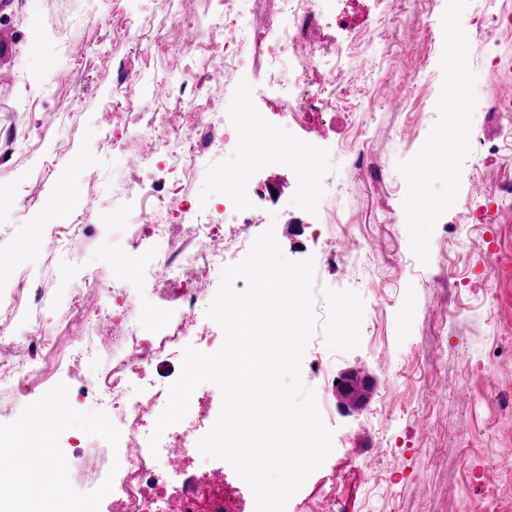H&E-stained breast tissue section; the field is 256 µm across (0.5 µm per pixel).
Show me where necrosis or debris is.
<instances>
[{
    "label": "necrosis or debris",
    "mask_w": 512,
    "mask_h": 512,
    "mask_svg": "<svg viewBox=\"0 0 512 512\" xmlns=\"http://www.w3.org/2000/svg\"><path fill=\"white\" fill-rule=\"evenodd\" d=\"M248 0H222L220 11L204 20L185 17L182 0H161L177 25L189 26L190 32L179 56L185 62L178 82L162 85L160 94L188 104L195 121L190 133L197 139V154L230 150L239 153L251 142L262 147L260 160L274 156L272 134L258 113H250L246 130L235 136L216 135L206 117L216 105L210 88L205 87L193 69L195 53L207 48L220 61L221 76L232 82L243 57L265 55L271 63L272 81L288 86V109L292 121L307 126L324 108L319 96L336 80L335 69L319 70L312 56L303 51L297 35L298 23L321 16V0H274L265 25L250 39L238 37L227 17H245ZM187 133V134H190ZM187 134L180 128L165 126L145 136L147 154L160 157L170 173H180L187 166L184 142ZM244 168L234 166L224 171V205L240 215L241 231L233 246L217 241L212 224L191 222L190 210L179 207L177 215L187 223L190 240L181 242L170 232L162 206H154L143 215L128 236L130 247L150 241L162 254L159 263L144 265L141 279L150 282L162 300L178 297L179 304L165 313L140 309L120 293L108 287L107 274L99 269L87 271L71 290L70 334L59 341L48 331L38 329L26 336L28 360L16 361L0 356V390L13 397L29 394L47 383L59 371L77 374L80 396L90 394L112 410V445L120 456L112 467L110 489L112 512H239L226 496L224 482L215 479L206 493L191 494L169 487L197 436L193 430L163 434L159 454H152L149 437L163 411L168 391L153 378L160 359L180 355L179 342L194 333L195 308L202 300L206 283L189 276V268L206 269L223 265L228 249L243 250L248 244L252 224L251 205L264 199L263 190L246 193L238 184L244 180ZM102 328L99 339H90L89 326Z\"/></svg>",
    "instance_id": "4bbe7bcc"
}]
</instances>
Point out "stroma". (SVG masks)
<instances>
[{
  "label": "stroma",
  "instance_id": "obj_1",
  "mask_svg": "<svg viewBox=\"0 0 512 512\" xmlns=\"http://www.w3.org/2000/svg\"><path fill=\"white\" fill-rule=\"evenodd\" d=\"M503 0H402L397 19H382L381 0H326L328 25L312 30L310 48L343 50L336 97L346 104L334 123L306 132L288 119V99L265 74L263 58L246 60L235 84L211 82L218 128H240L245 112H263L286 142L312 139L323 166L317 204L329 215L319 239L297 223L295 185L284 166L257 171L254 186L276 185L252 233L274 228L293 261L319 258L337 245L334 271L316 269L317 285L351 289L364 301L361 342L331 352L322 337L308 346L303 382L316 359L329 381L348 371L369 382L364 400L345 404L337 390L324 424L333 450L289 500L286 512H319L324 494L347 498L349 512H512V421L490 391L512 387V212L489 210L472 219L465 200L481 199L487 183L512 182V149L498 150L496 120L484 106L493 89L489 57L512 64V28L497 29ZM455 25L458 40L442 38ZM185 39L158 0H6L0 6V255L18 257L28 280L43 288L44 307L21 310L14 336L40 326L66 333L69 290L99 268L120 280L141 308L160 301L135 271L143 256L126 246L144 203L133 194L150 168L133 152L112 148L116 132L141 130L154 109L157 86L170 78L172 57ZM375 67H368V60ZM465 69L471 91L465 122L482 145L455 143L449 176L422 170L448 126L445 89ZM363 163L349 157L358 144ZM229 153L208 155L178 182L166 206L187 195L202 219L225 239L239 232L235 212L219 203L217 171L235 165ZM436 211L414 221L417 205ZM115 214L112 223L103 215ZM70 224L86 225L66 251L52 242ZM112 425L94 398L63 405L47 421L46 448L70 435L99 446ZM375 452L364 456L362 441Z\"/></svg>",
  "mask_w": 512,
  "mask_h": 512
}]
</instances>
